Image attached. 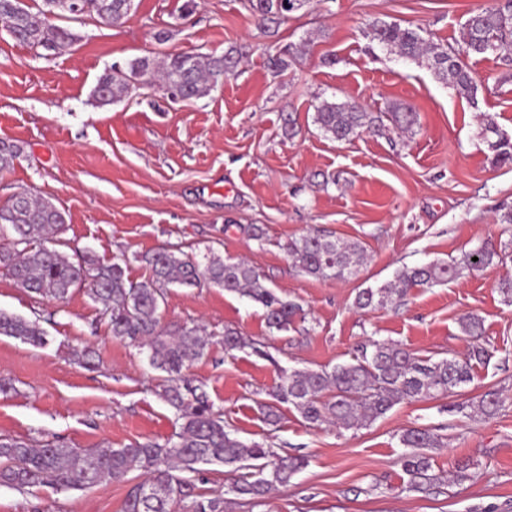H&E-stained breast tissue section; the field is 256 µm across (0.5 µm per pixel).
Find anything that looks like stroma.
I'll return each instance as SVG.
<instances>
[{
	"instance_id": "35a3bbf8",
	"label": "stroma",
	"mask_w": 512,
	"mask_h": 512,
	"mask_svg": "<svg viewBox=\"0 0 512 512\" xmlns=\"http://www.w3.org/2000/svg\"><path fill=\"white\" fill-rule=\"evenodd\" d=\"M135 0L121 26L88 18L72 24V48L34 50L0 30V140L20 146L13 168L0 173V204L20 191L51 201L66 217L61 250H90L103 262L126 260L135 282L149 270L141 257L163 246L195 261L217 255L245 259L266 286L301 304L306 318L269 331L261 305L216 287L169 288L166 324L199 325L210 340L190 372L224 425L246 442L308 466L291 484L254 505L230 492L221 464L202 466L199 492L219 494L225 512H512V305L503 302V264L430 288H414L374 311L354 305L357 292L394 278L403 266L461 262L485 242L512 241V164L498 165L482 138L490 115L512 137V55L469 58L486 78L469 103L427 67L389 54L371 38L374 21L419 26L434 42L459 46L471 11L485 0H305L288 22L259 27L244 0ZM166 33L158 41V33ZM291 47L288 68L274 74L268 58ZM243 51L234 76L200 99L172 101L145 87L98 107L93 89L115 64L172 53ZM346 101L381 113L383 128L347 142L315 125L322 100ZM418 114L412 131H397L394 106ZM292 114L295 136L283 117ZM262 226L253 239L251 225ZM317 229L360 241L363 265L343 281L298 273L289 241ZM0 309L39 319L49 342L35 348L0 336V437L72 448L164 442L178 430L160 397L163 378L147 353L112 337L100 307L77 286L67 303L36 296L0 270ZM482 318L493 353L475 379L452 395L403 401L356 430L309 426L284 409L277 425L261 410L291 368L319 369L349 361L358 346L390 341L423 358L462 356L471 342L459 320ZM260 341L225 354L224 331ZM92 346L99 367L75 353ZM506 399L491 417L477 413L485 392ZM463 412H453L454 404ZM431 429L434 479L421 489L399 458L403 430ZM477 460L454 478L458 459ZM143 470L88 490L41 486L20 492L0 486V512H122Z\"/></svg>"
}]
</instances>
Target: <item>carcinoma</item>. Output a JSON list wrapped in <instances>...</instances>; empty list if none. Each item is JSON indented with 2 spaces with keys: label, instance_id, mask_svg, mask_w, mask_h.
Instances as JSON below:
<instances>
[{
  "label": "carcinoma",
  "instance_id": "obj_1",
  "mask_svg": "<svg viewBox=\"0 0 512 512\" xmlns=\"http://www.w3.org/2000/svg\"><path fill=\"white\" fill-rule=\"evenodd\" d=\"M53 0H41L32 12L24 0H0V28L32 49L65 50L77 41L68 27L46 22ZM249 10L263 20L285 21L288 12L275 0H247ZM133 0H86L78 14L60 11L55 15L69 21L85 17L106 26L125 22ZM461 47L437 44L421 35L422 29L375 21L371 35L386 51L400 58L426 63L435 75L450 84L459 96L475 102L483 80L462 61L470 55L494 54L512 45V0H488L470 14L464 24ZM238 51L222 56L176 53L158 62L144 56L130 60L125 67L108 69L99 78L93 97L107 107L130 93L136 83L159 86L181 100L199 99L224 78L234 73ZM395 125L410 129L416 113L410 107L392 112ZM314 122L322 133L338 142L350 141L364 132L380 129V116L360 110L348 102L323 100L316 107ZM481 135L487 140L499 164L512 163V140L500 133L490 118L481 122ZM21 148L0 141V171L10 169ZM64 214L52 203L23 192L0 205V234H10L11 246H0V268L29 292L63 302L78 285H88L90 298L102 307L112 336L146 349L151 367L165 375L168 385L161 397L178 412L180 430L160 444L135 441L121 448H98L87 454L60 443L34 445L0 438V486L18 491L51 485L59 490H84L123 479L135 468L149 474L147 481L131 488L123 512H224V497H207L197 490L198 464H223L235 470L252 461L255 479L233 484L232 491L254 503L262 502L277 487H286L303 470L304 455L280 457L260 443H246L224 427V419L213 410L202 384L188 373L193 361L203 357L209 346L200 327L175 326L161 321V303L171 285L213 286L238 293L260 304L267 326L286 331L298 318L305 317L299 304L285 300L262 283L261 274L245 261H226L219 256L200 264L183 253L162 248L141 256L149 268L148 279L133 282L118 261L103 263L92 253L72 260L43 242L65 229ZM288 256L300 273L316 279L344 280L351 276L365 257L358 241H344L331 235L308 233L288 243ZM502 249L485 243L466 255L465 268L480 271L499 263ZM460 274L456 264L430 262L404 266L395 282L377 288H364L354 305L361 311L382 309L416 287L446 283ZM462 332L475 339L483 335L482 320L467 315L460 320ZM0 336L34 347L48 343V333L36 320L0 309ZM252 348L256 343L237 330L224 329V352ZM489 349L474 344L463 358H420L386 341H374L352 361L330 369H293L284 374L271 393L273 402L263 404L267 421L281 419V407L294 408L310 425L333 424L350 430L372 421L402 401H420L452 393L470 384L476 364L487 362ZM502 394L488 391L478 403V411L493 416L503 406ZM410 452L401 457L403 469L411 476V488L418 489L433 480L430 458L425 448L440 445L438 436L423 428H409L400 436Z\"/></svg>",
  "mask_w": 512,
  "mask_h": 512
}]
</instances>
